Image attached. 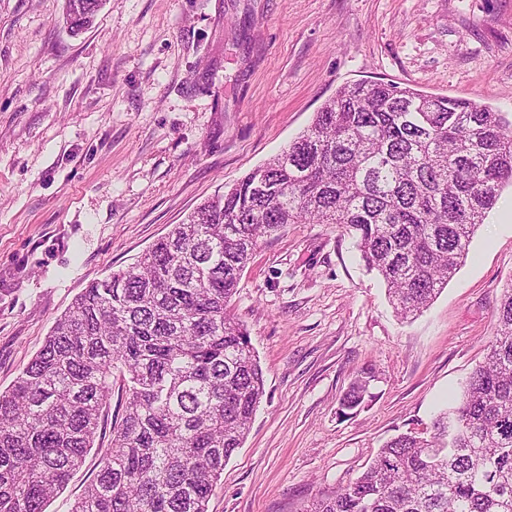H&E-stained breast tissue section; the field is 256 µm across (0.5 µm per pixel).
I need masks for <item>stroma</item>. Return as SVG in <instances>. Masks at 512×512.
<instances>
[{"mask_svg":"<svg viewBox=\"0 0 512 512\" xmlns=\"http://www.w3.org/2000/svg\"><path fill=\"white\" fill-rule=\"evenodd\" d=\"M385 81L512 113V0H0V390L96 278L279 153L338 88ZM512 188L433 304L401 321L354 236L262 239L232 313L264 371L208 512H302L425 432L485 356L512 282ZM374 398L341 417L351 380ZM103 0H66L65 9L70 30L77 35L94 21Z\"/></svg>","mask_w":512,"mask_h":512,"instance_id":"stroma-1","label":"stroma"}]
</instances>
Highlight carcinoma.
Segmentation results:
<instances>
[{"label": "carcinoma", "instance_id": "carcinoma-1", "mask_svg": "<svg viewBox=\"0 0 512 512\" xmlns=\"http://www.w3.org/2000/svg\"><path fill=\"white\" fill-rule=\"evenodd\" d=\"M102 5L65 0L71 32ZM506 184L512 117L392 83L341 87L280 153L91 282L55 321L0 391V512H45L94 448L116 374L124 411L70 512H208L265 395L229 310L259 241L287 224L346 228L412 319L467 258ZM496 317L484 362L428 436L390 439L305 512H512V285ZM371 378L350 383L341 415L373 397Z\"/></svg>", "mask_w": 512, "mask_h": 512}]
</instances>
